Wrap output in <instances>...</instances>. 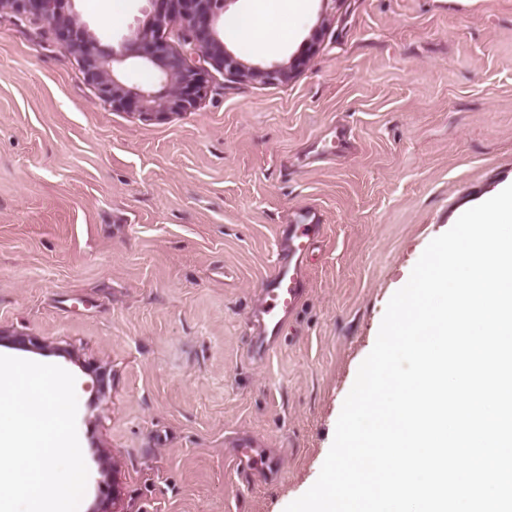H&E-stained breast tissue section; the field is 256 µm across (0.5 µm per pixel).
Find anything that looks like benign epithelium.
Wrapping results in <instances>:
<instances>
[{
	"label": "benign epithelium",
	"mask_w": 512,
	"mask_h": 512,
	"mask_svg": "<svg viewBox=\"0 0 512 512\" xmlns=\"http://www.w3.org/2000/svg\"><path fill=\"white\" fill-rule=\"evenodd\" d=\"M182 0H160L153 20L123 38L120 49L101 44L97 34L76 26V18L62 14L58 0H0V13L32 15L44 22L62 39L70 42L80 58L87 80L96 86L103 101L115 109L135 107L146 114L187 112L195 105L199 88L198 71L186 57L156 35V30L175 17L173 3ZM193 12L181 17L177 38L191 46L225 74L234 78H262L268 81L287 79L291 67H261L241 62L229 51L216 29L218 14L213 7L218 0H192ZM139 56L155 66L166 84L165 94L156 96L146 91H133L120 82L114 65L127 57Z\"/></svg>",
	"instance_id": "1"
}]
</instances>
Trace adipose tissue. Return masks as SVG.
<instances>
[{
  "label": "adipose tissue",
  "instance_id": "1",
  "mask_svg": "<svg viewBox=\"0 0 512 512\" xmlns=\"http://www.w3.org/2000/svg\"><path fill=\"white\" fill-rule=\"evenodd\" d=\"M305 0H251L247 9L224 18V39L256 50H273L289 41Z\"/></svg>",
  "mask_w": 512,
  "mask_h": 512
}]
</instances>
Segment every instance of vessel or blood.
<instances>
[{
  "label": "vessel or blood",
  "mask_w": 512,
  "mask_h": 512,
  "mask_svg": "<svg viewBox=\"0 0 512 512\" xmlns=\"http://www.w3.org/2000/svg\"><path fill=\"white\" fill-rule=\"evenodd\" d=\"M323 231L317 208L299 210L293 220L279 225L275 258L262 284V298L253 312V331L248 338L247 354L260 360L276 350L288 319L306 293L308 259L311 247ZM237 469L250 475L276 473L277 462L258 445L239 452Z\"/></svg>",
  "instance_id": "1"
}]
</instances>
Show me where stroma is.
I'll use <instances>...</instances> for the list:
<instances>
[{"label": "stroma", "instance_id": "stroma-1", "mask_svg": "<svg viewBox=\"0 0 512 512\" xmlns=\"http://www.w3.org/2000/svg\"><path fill=\"white\" fill-rule=\"evenodd\" d=\"M118 45L150 0H61ZM205 65L194 109H112L69 42L0 14V355L75 378L86 512H284L316 481L386 306L512 185V0H308ZM324 231L276 351L246 354L278 225ZM251 440L281 475L243 480Z\"/></svg>", "mask_w": 512, "mask_h": 512}]
</instances>
